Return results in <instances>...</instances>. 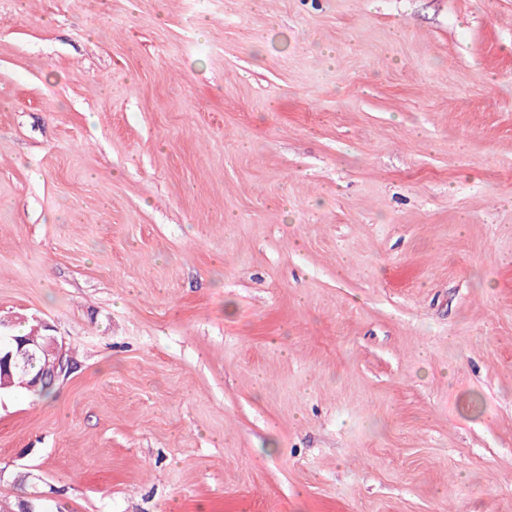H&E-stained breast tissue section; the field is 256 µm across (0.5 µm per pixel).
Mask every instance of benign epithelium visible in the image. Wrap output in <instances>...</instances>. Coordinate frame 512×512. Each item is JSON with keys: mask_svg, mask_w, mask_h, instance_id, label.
Returning a JSON list of instances; mask_svg holds the SVG:
<instances>
[{"mask_svg": "<svg viewBox=\"0 0 512 512\" xmlns=\"http://www.w3.org/2000/svg\"><path fill=\"white\" fill-rule=\"evenodd\" d=\"M11 324L0 319V338L10 340L8 350L0 354V376L8 379L11 368L26 369L39 357L47 359L48 372H39L31 380L27 388L31 392L38 390L41 384L55 383L60 378L68 375L72 370V359L68 354L65 343L58 337L49 333L51 326L44 325L48 334L41 337V341H31L26 337H19L9 331Z\"/></svg>", "mask_w": 512, "mask_h": 512, "instance_id": "7a95c632", "label": "benign epithelium"}]
</instances>
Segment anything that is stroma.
<instances>
[{
    "mask_svg": "<svg viewBox=\"0 0 512 512\" xmlns=\"http://www.w3.org/2000/svg\"><path fill=\"white\" fill-rule=\"evenodd\" d=\"M0 501L512 512V0H0ZM11 326L9 322H5L0 318V339L5 337L10 340V344L7 347L8 350L4 355H2L0 350V378L2 373L4 379V384H0V388L9 385L6 383L11 373H9V375H7V373L11 371L12 367L15 369H27L28 366L39 357H46L47 361L45 359H37L28 371L13 369L10 387L1 388V393H9L22 389L20 384L25 382L23 386L27 387L30 392H37L40 387L39 395H48L53 386L49 384L45 387L40 385L42 383L54 384L61 377L68 375L72 370V359L68 354L65 343L63 340H59L57 336L50 333L41 337V335H44V329L42 328L34 330L31 329V327L25 326L23 334L18 335L27 337L35 336L38 341L41 337L40 342L31 341L26 337L23 338L13 335ZM4 328L9 330L2 331ZM46 364H48L50 372H39L45 369ZM33 375L35 376L31 380ZM26 383L29 385H26Z\"/></svg>",
    "mask_w": 512,
    "mask_h": 512,
    "instance_id": "stroma-1",
    "label": "stroma"
}]
</instances>
